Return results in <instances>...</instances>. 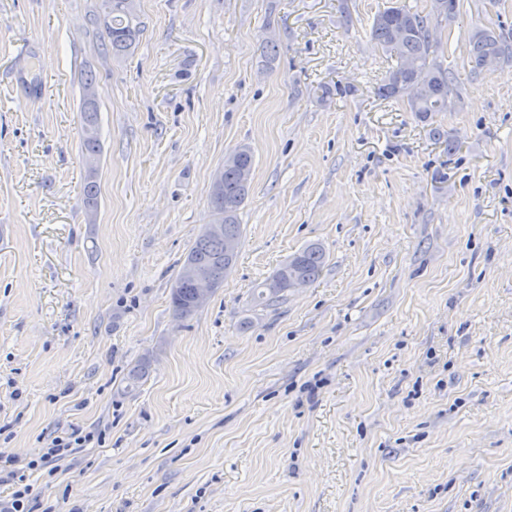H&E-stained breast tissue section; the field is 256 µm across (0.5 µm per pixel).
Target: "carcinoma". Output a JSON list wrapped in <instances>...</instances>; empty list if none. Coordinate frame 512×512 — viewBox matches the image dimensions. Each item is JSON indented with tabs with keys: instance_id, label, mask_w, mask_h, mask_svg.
<instances>
[{
	"instance_id": "obj_1",
	"label": "carcinoma",
	"mask_w": 512,
	"mask_h": 512,
	"mask_svg": "<svg viewBox=\"0 0 512 512\" xmlns=\"http://www.w3.org/2000/svg\"><path fill=\"white\" fill-rule=\"evenodd\" d=\"M104 30L113 54H123L135 44L140 26L134 15L132 0H102ZM461 0H431L430 10L423 13L406 5L391 6L379 12L372 28V37L385 55L394 61L378 86L384 99H404L410 111L432 119L448 111V98H457V87L448 69L437 63L439 41L432 22L448 21L459 12ZM512 59V42L504 33L489 28H477L469 36V61L473 68L483 69L489 61ZM81 146L88 159L101 154L99 109L97 100L83 97L80 113ZM254 155L247 146L225 157L221 172L222 184L212 186L209 204L212 222L205 225L189 248L170 290V304L178 319L196 313L198 304L195 281L188 274L194 269L207 275L220 287L224 283V237L242 240L238 213L249 194L251 180L244 171H253ZM85 210L94 214L98 209L99 193L96 169L91 168L83 185ZM325 253L317 244H309L279 266L262 284L254 289L253 304L267 306L290 291L291 281L314 282L322 272ZM149 359L131 367L126 375V389L138 388L146 377Z\"/></svg>"
}]
</instances>
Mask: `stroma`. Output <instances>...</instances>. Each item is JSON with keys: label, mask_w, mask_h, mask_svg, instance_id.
<instances>
[{"label": "stroma", "mask_w": 512, "mask_h": 512, "mask_svg": "<svg viewBox=\"0 0 512 512\" xmlns=\"http://www.w3.org/2000/svg\"><path fill=\"white\" fill-rule=\"evenodd\" d=\"M101 3L0 0V465L96 437L30 472L29 512H512V61L466 53L475 28L512 32V0L436 27L460 98L429 121L378 97L371 37L429 0H134L120 55ZM242 145L237 260L177 319ZM313 242L320 277L252 308ZM83 82V100L80 113L81 146L86 159L98 157L101 154V141L99 134V109L96 97L89 99L87 90L95 89V79L92 74H86Z\"/></svg>", "instance_id": "1"}]
</instances>
